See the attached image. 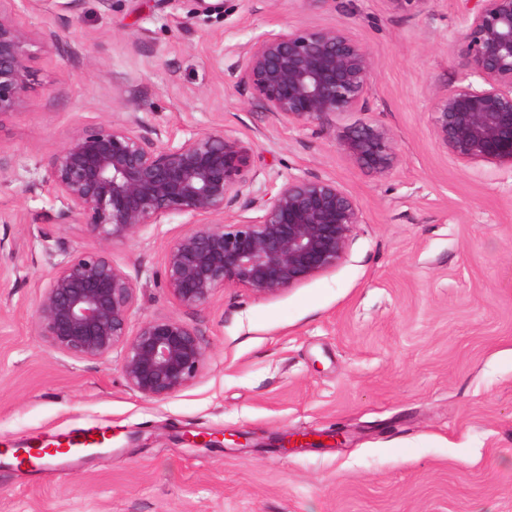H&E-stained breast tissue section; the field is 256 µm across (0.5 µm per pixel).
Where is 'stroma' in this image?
Returning a JSON list of instances; mask_svg holds the SVG:
<instances>
[{
    "label": "stroma",
    "mask_w": 512,
    "mask_h": 512,
    "mask_svg": "<svg viewBox=\"0 0 512 512\" xmlns=\"http://www.w3.org/2000/svg\"><path fill=\"white\" fill-rule=\"evenodd\" d=\"M29 32L23 106L0 117V512H512V166L458 161L429 112L456 85L460 0H0ZM346 23L367 49L364 110L398 163L377 176L311 128L281 123L229 78L269 33ZM56 32V43L44 41ZM137 113L184 142L221 130L251 144L254 191L319 175L363 212L335 269L275 297L240 288L178 306L163 248L175 214L115 244L139 319L176 315L205 347L201 373L162 401L115 362L76 361L37 335L54 263L95 248L32 189L78 127ZM104 433L99 454L6 461L59 435ZM343 432L339 448L283 453L285 432ZM247 434L240 448L227 434Z\"/></svg>",
    "instance_id": "1"
}]
</instances>
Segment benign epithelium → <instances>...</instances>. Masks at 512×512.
Returning <instances> with one entry per match:
<instances>
[{
    "label": "benign epithelium",
    "mask_w": 512,
    "mask_h": 512,
    "mask_svg": "<svg viewBox=\"0 0 512 512\" xmlns=\"http://www.w3.org/2000/svg\"><path fill=\"white\" fill-rule=\"evenodd\" d=\"M461 36L464 73L429 112L438 143L463 162L512 166V0H471ZM30 37L0 11V117L21 108L29 81ZM265 112L317 127L360 168L384 176L397 164L393 137L369 121L338 127L332 117L361 110L371 85L367 49L347 26L295 28L250 43L230 72ZM252 146L211 131L177 143L140 132L135 113L97 129L77 128L32 185L60 197L61 224H84L99 247L53 264L35 327L75 360L109 361L147 400L185 389L206 358L196 329L175 315L133 321L136 287L109 248L174 214L196 219L165 247L163 277L172 299L209 305L226 288L274 297L335 268L362 212L336 181L290 180L275 192L249 191ZM241 213L226 224L224 214ZM256 210L257 217L246 212ZM277 448H322L284 434Z\"/></svg>",
    "instance_id": "7a95c632"
}]
</instances>
